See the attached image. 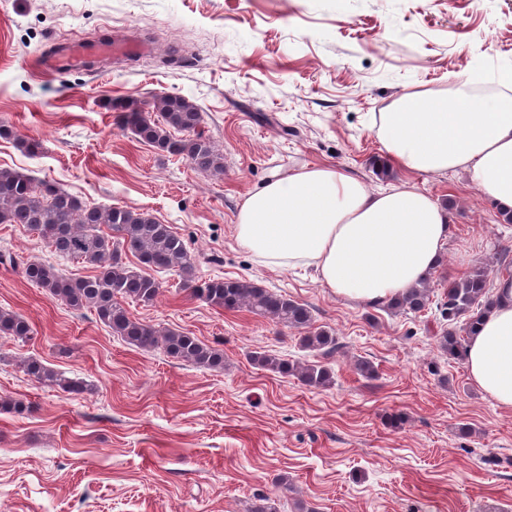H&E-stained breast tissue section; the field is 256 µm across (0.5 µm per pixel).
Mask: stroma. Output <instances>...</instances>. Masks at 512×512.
<instances>
[{
    "instance_id": "35a3bbf8",
    "label": "stroma",
    "mask_w": 512,
    "mask_h": 512,
    "mask_svg": "<svg viewBox=\"0 0 512 512\" xmlns=\"http://www.w3.org/2000/svg\"><path fill=\"white\" fill-rule=\"evenodd\" d=\"M142 45L50 74L39 60L75 41ZM512 69V0H0V125L39 142L28 154L0 138V168L56 184L89 205L145 211L197 258L201 280H246L307 304L340 347L328 358L262 315L212 307L162 273L143 321L197 336L224 353L206 370L112 335L0 265V309L33 338L0 337V512H512V411L498 407L428 332L423 316L363 306L320 287L310 269L259 264L234 240L246 196L274 176L338 165L377 190L407 182L452 213L445 269L432 285L479 267L501 271L512 223L468 172L392 171L372 116L402 95L448 96L498 84ZM183 95L204 113L222 174L140 142L107 104ZM54 265L23 225L0 224V253ZM323 360L327 387L271 372L257 353ZM35 355L84 392L38 386L18 366ZM377 370L361 376L357 360ZM400 418L386 425L387 415Z\"/></svg>"
}]
</instances>
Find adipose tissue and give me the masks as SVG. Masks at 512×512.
Instances as JSON below:
<instances>
[{"label": "adipose tissue", "instance_id": "ef3b65f1", "mask_svg": "<svg viewBox=\"0 0 512 512\" xmlns=\"http://www.w3.org/2000/svg\"><path fill=\"white\" fill-rule=\"evenodd\" d=\"M471 97H400L374 117L383 155L399 169L466 170L498 212L512 216V104L476 111ZM237 243L261 264L313 268L339 297L379 305L438 273L450 234L444 203L409 185L370 189L338 166L304 167L243 202ZM465 365L471 382L512 410V276L495 279L474 325Z\"/></svg>", "mask_w": 512, "mask_h": 512}]
</instances>
